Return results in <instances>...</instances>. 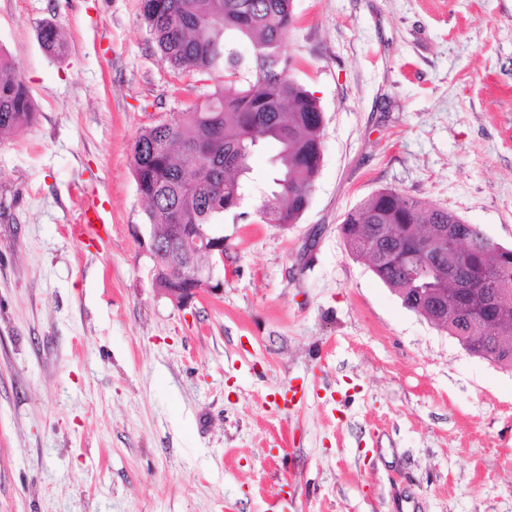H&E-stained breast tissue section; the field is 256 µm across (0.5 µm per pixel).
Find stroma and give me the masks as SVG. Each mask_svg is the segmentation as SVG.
<instances>
[{
    "label": "stroma",
    "mask_w": 512,
    "mask_h": 512,
    "mask_svg": "<svg viewBox=\"0 0 512 512\" xmlns=\"http://www.w3.org/2000/svg\"><path fill=\"white\" fill-rule=\"evenodd\" d=\"M293 10L283 51L325 117L309 207L259 220L257 153L224 291L181 309L152 285L132 144L223 74L168 68L140 0H0L37 112L0 140V512H512V369L406 308L339 230L392 188L512 247V0ZM81 197L106 240L81 242ZM37 36L42 48L47 53L54 56L63 54L64 43L55 24L50 22L41 23L37 30Z\"/></svg>",
    "instance_id": "35a3bbf8"
}]
</instances>
